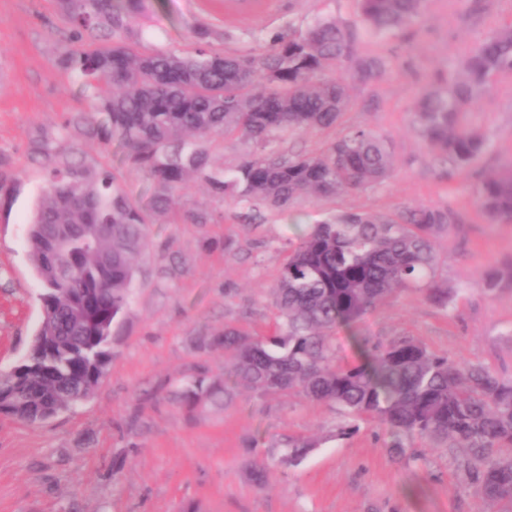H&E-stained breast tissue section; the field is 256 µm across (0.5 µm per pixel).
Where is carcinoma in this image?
I'll list each match as a JSON object with an SVG mask.
<instances>
[{
    "mask_svg": "<svg viewBox=\"0 0 512 512\" xmlns=\"http://www.w3.org/2000/svg\"><path fill=\"white\" fill-rule=\"evenodd\" d=\"M73 38L105 30L108 39L67 50L65 69L90 88L104 83L112 95L95 111L79 112L65 128L117 145L122 162L155 185L150 207L131 199L120 173L97 167L73 151L54 160L34 210L27 247L43 294L49 297L37 332L50 338L47 352L24 360L26 380L0 374L6 413L37 424L62 406L89 398L112 361V329L130 304L138 258L148 248L153 215L175 205L197 177L237 203L291 207L303 198H330L383 183L394 170L384 139L353 127L310 154L282 155L273 146L281 132L329 129L352 101L341 70L370 85L390 64L355 52L356 24L317 18L288 27L266 52L216 53L202 47L144 52L131 24L143 0H60ZM362 25L382 33L421 17L425 0H355ZM512 74V27L478 41L459 67L439 73L415 107L414 129L448 165V174L471 167L486 136L469 121L476 101ZM236 135L255 145L229 172L215 169L205 143ZM479 212L512 222V160L479 180ZM462 223L446 206L407 208L394 216L342 212L314 224L292 249L272 288L278 316L272 330L252 336L224 327V378L198 373L173 393L193 416L207 405L226 406L241 388L263 396L295 392L334 405L342 420L336 438L351 436L356 420L376 423L390 437L398 460L417 461L420 440L432 448H460L470 485L484 503L512 505V378L482 364L451 359L419 341L388 343L354 334L362 359L336 364L332 332L353 328L398 288H417L439 308L454 293L436 278L439 238ZM70 224L71 234L48 255L44 228ZM508 270L492 268L480 280L492 294ZM317 447L291 437L282 460L302 462Z\"/></svg>",
    "mask_w": 512,
    "mask_h": 512,
    "instance_id": "1",
    "label": "carcinoma"
}]
</instances>
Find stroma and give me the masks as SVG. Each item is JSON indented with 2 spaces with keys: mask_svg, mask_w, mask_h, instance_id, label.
Masks as SVG:
<instances>
[{
  "mask_svg": "<svg viewBox=\"0 0 512 512\" xmlns=\"http://www.w3.org/2000/svg\"><path fill=\"white\" fill-rule=\"evenodd\" d=\"M357 19L354 0H271L262 13L224 21V0H145L132 24L145 51L198 46L212 31L215 52L264 51L265 39L314 19ZM512 26V0H427L414 24L380 35L361 32L356 49L391 63L386 76L346 82L353 107L336 128L283 134L281 152L310 153L353 126L383 136L394 158L385 183L290 209L250 207L193 180L180 204L157 216L138 263L136 286L114 330L112 362L81 404L37 425L0 418V512H480L461 450L431 448L426 461L395 460L372 422L333 438L334 406L295 393L241 392L226 407L187 417L166 396L199 371L224 375L225 326L268 333L278 310L271 290L311 224L341 212L393 214L448 206L464 221L438 242L437 278L456 293L454 310L425 292L396 291L360 325L371 340L408 336L430 350L481 363L512 378V283L492 295L479 282L512 263V223H493L474 204L479 177L512 159V75L500 77L471 114L489 148L469 170L446 176L412 127L420 91L473 42ZM73 25L58 0H0V372L27 352L41 319L42 286L28 256L29 217L42 198L48 165L41 153L80 150L120 170L121 186L149 203L152 185L124 167L115 146L65 130L110 86L87 89L58 60ZM205 223H193L194 215ZM291 436L319 439L297 466L279 464ZM276 467L266 488L250 479L255 456Z\"/></svg>",
  "mask_w": 512,
  "mask_h": 512,
  "instance_id": "obj_1",
  "label": "stroma"
}]
</instances>
